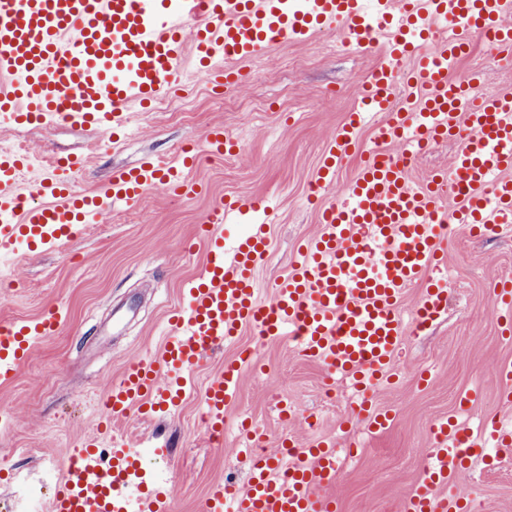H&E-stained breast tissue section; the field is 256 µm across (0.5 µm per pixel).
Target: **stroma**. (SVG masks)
I'll return each mask as SVG.
<instances>
[{"mask_svg": "<svg viewBox=\"0 0 512 512\" xmlns=\"http://www.w3.org/2000/svg\"><path fill=\"white\" fill-rule=\"evenodd\" d=\"M340 38L334 31L305 43L275 44L244 63L242 79L219 92L184 62L178 94L133 107L130 133L115 144L98 130L61 121L0 124V151L28 158L19 173L26 194L57 157L81 159L73 181L94 194L113 168L148 156L170 159L187 143L204 145L211 128H223L237 143L235 152L207 157L188 171L201 185L192 199L149 190L84 225L54 251L0 261V321L59 316L56 331L34 343L16 378L0 385V452L11 454L0 465V512H50L56 482L47 483L32 505L17 496V484L41 478L45 458L65 474L81 441L96 438L110 447V436L101 433L108 424L102 397L129 362L163 353L167 318L206 264L205 249L189 253L184 244L221 199L273 198L265 219L271 250L257 271L261 298L273 300L298 245L319 230L321 204L311 200L310 186L326 141L355 107L358 84L381 59L375 50L339 47ZM473 70L490 91L512 87V64L478 39L457 67L461 74ZM447 262V314L430 330L407 332L394 360V382L373 394L374 404L393 416L387 430L376 433L347 421L356 402L348 383L298 357L291 339L263 343L247 327L188 373L185 394L170 413L146 417L134 411L111 426L153 460L146 489L165 483L169 512H203L214 481L246 484L250 472L237 452L239 427L248 422L270 453L287 438L300 448L335 440L336 480L323 493L335 500L336 512H402L430 459L436 421L454 418L476 434L490 415L512 424V403L502 401L492 372L498 363L512 362V335L499 320L493 293L512 273V239L475 238L457 225ZM243 348L251 350L253 365L243 370L240 393L224 411V445L216 448L203 429L206 392ZM470 390L477 391V400L462 405ZM307 415L316 426L304 423ZM450 490L473 512H512V459L492 470L472 463Z\"/></svg>", "mask_w": 512, "mask_h": 512, "instance_id": "stroma-1", "label": "stroma"}]
</instances>
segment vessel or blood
I'll return each instance as SVG.
<instances>
[{
    "instance_id": "vessel-or-blood-1",
    "label": "vessel or blood",
    "mask_w": 512,
    "mask_h": 512,
    "mask_svg": "<svg viewBox=\"0 0 512 512\" xmlns=\"http://www.w3.org/2000/svg\"><path fill=\"white\" fill-rule=\"evenodd\" d=\"M177 14L171 24L167 15ZM356 51L381 49L383 61L359 84V106L348 112L326 144L312 189L334 185L339 165L360 145L363 127L372 148L351 179L344 201L319 212L320 229L302 244L273 301L261 300L256 279L270 243L264 225L225 249L218 229L266 212L267 199H234L208 214L201 240L207 247L202 275L185 289L184 303L168 319L160 360L129 364L103 406L112 419L133 407L175 403L187 371L242 328L261 339L292 337L299 357L322 363L361 394L359 418L386 430L390 415L370 393L391 378L406 335L400 303L422 286L416 331L448 309V283L431 278L441 269L457 224L474 237L512 235V90L474 99L472 79L454 74L475 37L491 35L499 54H512V0H0V121L21 125L63 120L109 131L126 128L131 105L166 97L186 51L206 78L237 83L236 61H249L276 43L304 42L333 28ZM463 146L450 169L413 182L411 157L447 140ZM402 144L401 155L389 147ZM26 156L0 151V257L56 248L112 205L160 189L188 198L198 190L184 170L198 162L188 146L171 160H147L113 171L101 193L76 190L80 161L55 159L35 194L17 188ZM454 185V213L440 206ZM56 317L27 325L0 323V384L11 382L32 339L51 335ZM241 363L225 366L206 395L204 425L215 444L224 439V408L239 390ZM434 450L403 512H456L446 488L474 455L488 467L512 457V430L489 417L482 435L452 421L432 427ZM252 475L244 486L211 485L205 512H335L318 492L336 478L334 442L281 448L271 456L251 449ZM138 453L124 441L110 453L82 443L69 456L67 475L51 499V512H167L165 492L131 496L130 477L141 475Z\"/></svg>"
}]
</instances>
